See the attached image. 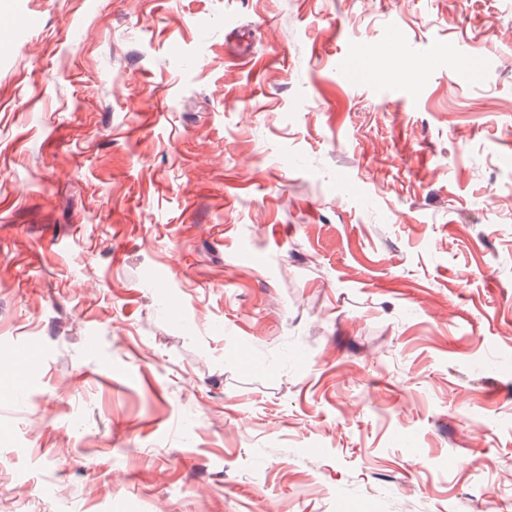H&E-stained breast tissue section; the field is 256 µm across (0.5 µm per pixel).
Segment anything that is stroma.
I'll use <instances>...</instances> for the list:
<instances>
[{"instance_id":"stroma-1","label":"stroma","mask_w":512,"mask_h":512,"mask_svg":"<svg viewBox=\"0 0 512 512\" xmlns=\"http://www.w3.org/2000/svg\"><path fill=\"white\" fill-rule=\"evenodd\" d=\"M1 10L0 512H512V0ZM36 23L31 16L4 15L0 19V40H12L20 29L34 27ZM40 361L38 353L28 345H20L9 362L0 366V379L22 387Z\"/></svg>"}]
</instances>
